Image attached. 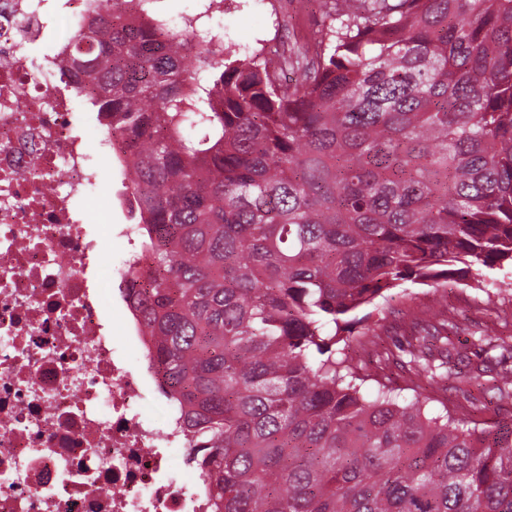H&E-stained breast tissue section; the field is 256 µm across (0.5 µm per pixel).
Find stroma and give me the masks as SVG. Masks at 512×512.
Returning a JSON list of instances; mask_svg holds the SVG:
<instances>
[{
	"label": "stroma",
	"mask_w": 512,
	"mask_h": 512,
	"mask_svg": "<svg viewBox=\"0 0 512 512\" xmlns=\"http://www.w3.org/2000/svg\"><path fill=\"white\" fill-rule=\"evenodd\" d=\"M280 0H156L155 15L181 23L189 18L197 25L213 28L225 45L237 55L262 49L273 52L279 43L293 35L311 36L318 30L322 10L318 0H296L297 6L282 11ZM99 183L86 202L91 222L101 240L111 243L113 255H120L123 244L110 239L109 223H126V212L113 197L121 182L115 162L106 156L95 158ZM492 287L482 291L458 282L450 284L446 295L448 320L457 327L459 338L479 332L491 340L512 336V274L493 271ZM433 301L431 288L413 282L393 289L388 299L370 308V322H383L382 338L389 345L406 346L411 334L401 317L410 310L427 309Z\"/></svg>",
	"instance_id": "35a3bbf8"
}]
</instances>
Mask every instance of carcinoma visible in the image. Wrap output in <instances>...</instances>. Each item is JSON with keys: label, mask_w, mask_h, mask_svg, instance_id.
I'll use <instances>...</instances> for the list:
<instances>
[{"label": "carcinoma", "mask_w": 512, "mask_h": 512, "mask_svg": "<svg viewBox=\"0 0 512 512\" xmlns=\"http://www.w3.org/2000/svg\"><path fill=\"white\" fill-rule=\"evenodd\" d=\"M91 2L61 80L107 120L145 237L123 293L214 512H512V427L479 426L475 397L364 390L347 319L512 268V0H322L275 64L156 0ZM431 314L407 366L438 384L454 342ZM495 381L512 399V369ZM451 386V382L445 384V386H427L425 384L420 392L423 393L422 396H429L433 399L444 402L448 406V410L451 412L459 406L469 405V403L463 399L461 393L452 389Z\"/></svg>", "instance_id": "1"}]
</instances>
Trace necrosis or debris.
I'll return each mask as SVG.
<instances>
[{
    "mask_svg": "<svg viewBox=\"0 0 512 512\" xmlns=\"http://www.w3.org/2000/svg\"><path fill=\"white\" fill-rule=\"evenodd\" d=\"M59 11L90 19L87 0H0V512H212L203 475L170 465L178 418L143 414L156 377L132 308L101 316L89 125L63 53H31Z\"/></svg>",
    "mask_w": 512,
    "mask_h": 512,
    "instance_id": "obj_1",
    "label": "necrosis or debris"
}]
</instances>
